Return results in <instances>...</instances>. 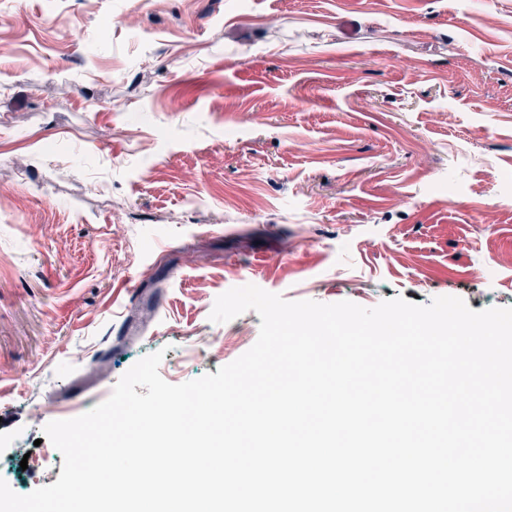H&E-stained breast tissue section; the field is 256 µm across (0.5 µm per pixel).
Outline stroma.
Wrapping results in <instances>:
<instances>
[{"mask_svg": "<svg viewBox=\"0 0 512 512\" xmlns=\"http://www.w3.org/2000/svg\"><path fill=\"white\" fill-rule=\"evenodd\" d=\"M0 479L289 301L512 307V0H0ZM41 457L24 470V455Z\"/></svg>", "mask_w": 512, "mask_h": 512, "instance_id": "obj_1", "label": "stroma"}]
</instances>
